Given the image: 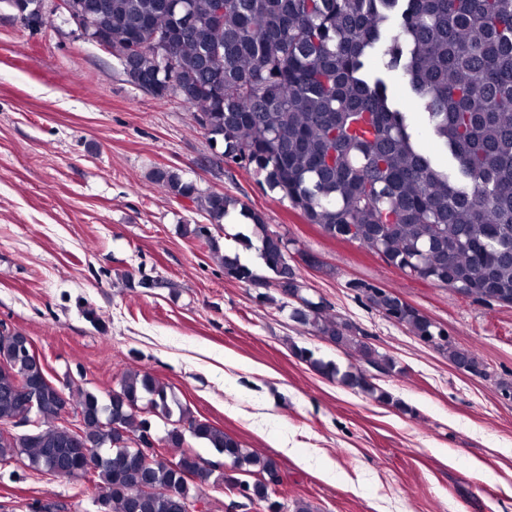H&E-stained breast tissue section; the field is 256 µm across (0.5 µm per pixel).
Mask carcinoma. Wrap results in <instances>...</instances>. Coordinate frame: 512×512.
Segmentation results:
<instances>
[{"instance_id": "1", "label": "carcinoma", "mask_w": 512, "mask_h": 512, "mask_svg": "<svg viewBox=\"0 0 512 512\" xmlns=\"http://www.w3.org/2000/svg\"><path fill=\"white\" fill-rule=\"evenodd\" d=\"M16 12L37 16L41 0H8ZM91 17L96 43L117 59L127 81L160 100L176 98L193 120L222 142L217 161L245 164L268 189L331 238L356 241L410 276L485 304L512 301V0H78ZM168 48L173 69L162 66L157 44ZM404 82L418 101L425 128L403 112L389 92ZM429 133L448 156L439 165L420 147ZM170 193L196 199L221 227L237 211L249 220L259 258L271 278L256 274L238 255H220L224 276L268 284L287 273L284 241L260 213L224 192H203L178 173L157 169ZM364 295L372 308L425 340L438 327L419 309L377 288ZM292 317L322 339L351 352L342 371L294 345L295 358L314 370L395 407L402 402L361 367L392 372L394 359L352 324L326 309L304 305ZM452 364L488 377L471 350L448 339L438 345ZM45 371L24 351L20 334H0V464L44 470L47 454L78 478L85 463L70 451L58 389L27 385ZM82 417L92 451L88 481L102 512H183L206 480L194 482L200 458L186 436L216 449L229 462L240 493L266 498L261 479L278 463L243 447L196 417L172 389L149 373H124L102 399L63 383ZM37 425L8 432L25 403ZM174 422L167 444L179 457L152 460L139 472L109 463L151 434L150 418Z\"/></svg>"}]
</instances>
